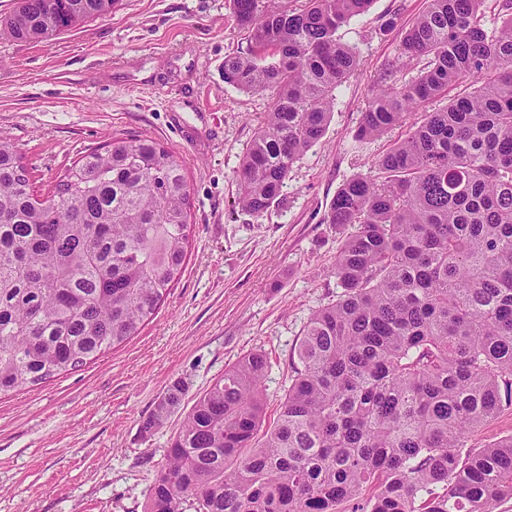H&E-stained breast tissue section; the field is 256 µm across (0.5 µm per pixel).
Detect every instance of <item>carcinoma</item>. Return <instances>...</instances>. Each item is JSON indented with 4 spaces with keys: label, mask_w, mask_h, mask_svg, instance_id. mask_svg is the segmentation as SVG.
I'll return each instance as SVG.
<instances>
[{
    "label": "carcinoma",
    "mask_w": 512,
    "mask_h": 512,
    "mask_svg": "<svg viewBox=\"0 0 512 512\" xmlns=\"http://www.w3.org/2000/svg\"><path fill=\"white\" fill-rule=\"evenodd\" d=\"M117 0H17L0 36L48 43ZM248 47L224 82L272 95L239 169L238 205L279 203L323 136L358 57L338 30L373 0H230ZM424 61L399 84L394 73ZM471 82L353 177L326 222L354 224L342 292L316 311L276 418L251 353L195 400L146 512H495L512 498V436L468 434L512 405V0H430L369 98L359 137ZM0 135V394L37 386L136 335L182 273L191 224L177 157L114 138L42 196ZM173 382L142 421L179 408Z\"/></svg>",
    "instance_id": "carcinoma-1"
}]
</instances>
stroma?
Returning <instances> with one entry per match:
<instances>
[{
    "label": "stroma",
    "mask_w": 512,
    "mask_h": 512,
    "mask_svg": "<svg viewBox=\"0 0 512 512\" xmlns=\"http://www.w3.org/2000/svg\"><path fill=\"white\" fill-rule=\"evenodd\" d=\"M428 0H374L339 31L359 66L336 91L324 136L290 169L262 216L237 204L238 171L272 99L225 83L246 34L230 0H120L106 18L48 44L0 37V133L48 193L110 138L149 137L181 161L190 190L186 266L136 336L39 386L0 395V512H144L185 412L225 369L267 359L274 418L312 314L335 303L336 254L353 232L325 217L338 188L426 112L362 139L365 104ZM186 394L153 435L142 420L174 381Z\"/></svg>",
    "instance_id": "35a3bbf8"
}]
</instances>
